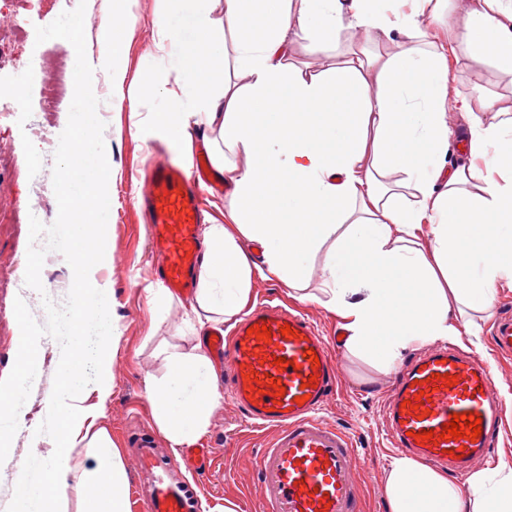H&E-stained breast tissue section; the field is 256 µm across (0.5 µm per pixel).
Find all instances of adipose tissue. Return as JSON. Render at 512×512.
I'll return each mask as SVG.
<instances>
[{
  "instance_id": "1",
  "label": "adipose tissue",
  "mask_w": 512,
  "mask_h": 512,
  "mask_svg": "<svg viewBox=\"0 0 512 512\" xmlns=\"http://www.w3.org/2000/svg\"><path fill=\"white\" fill-rule=\"evenodd\" d=\"M412 4L390 15L384 0H169L154 18L161 99L135 135L159 137L184 157L201 134L232 187L229 225L203 228L197 288L184 308L194 343L163 349L165 373L146 380L153 420L171 449L197 442L224 399L223 371L205 339L248 307L255 279L302 290L309 263L327 248L323 294L343 321L346 349L391 370L416 345L453 339L450 315L488 310L497 286L512 285V122L480 118L512 104L451 100L446 68L454 55L512 73V0ZM443 12L447 40L428 48L419 19ZM105 15L97 59L79 53L74 66L82 75L104 72L119 87L125 73L114 45L131 17L111 8ZM358 29L381 52L353 49L333 66L316 59L308 72L287 62L298 41L317 55L340 32ZM228 30L242 85L224 70ZM92 108L77 89L58 138L69 163L105 155ZM452 111L464 120L469 162L450 169ZM229 152L245 154L247 164L227 162ZM392 170L415 186L417 201L384 182ZM98 185L92 173L60 185L62 201L73 205L70 227L97 247L79 252L69 236L53 233L77 285L63 308H50L47 327L21 322L16 367L0 379V466L13 471L0 512H129L122 453L82 406L87 383L71 363L74 341H91L103 368L120 344L112 291L95 277L108 259L107 216L89 221L74 206ZM246 241L262 244V261L244 251ZM48 332L63 380L34 417L30 396ZM20 429L48 450L16 456ZM385 494L389 512H512V469L475 473L461 487L401 456Z\"/></svg>"
}]
</instances>
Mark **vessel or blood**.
Listing matches in <instances>:
<instances>
[{"mask_svg": "<svg viewBox=\"0 0 512 512\" xmlns=\"http://www.w3.org/2000/svg\"><path fill=\"white\" fill-rule=\"evenodd\" d=\"M139 202L151 245L165 257L153 269V279L175 296L193 293L203 224L198 182L179 165L158 163L141 188ZM257 324L267 326L270 340L249 334V327ZM284 325L291 327V335H282ZM493 340L501 355L512 356V314L495 322ZM210 345L224 361L236 408L252 425L273 430L254 462L263 512H361V472L353 440L320 417L336 389L337 363L308 315L261 302L231 336L214 331ZM310 351L318 364L307 359ZM436 373L456 377V385L433 387ZM311 379L315 388L304 391ZM276 381L285 389L283 396L274 394ZM420 394L429 399L424 414L406 406ZM463 412L479 418L480 437H441L435 444L420 439L423 431L441 436L444 423ZM502 413L488 368L452 349L431 347L397 374L384 422L395 448L461 479L494 450ZM128 441L140 474L131 491L134 512H201V487L187 474L204 462L207 449H186L177 460L160 450L150 432L131 433Z\"/></svg>", "mask_w": 512, "mask_h": 512, "instance_id": "obj_1", "label": "vessel or blood"}]
</instances>
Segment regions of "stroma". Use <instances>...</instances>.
<instances>
[{
	"instance_id": "stroma-1",
	"label": "stroma",
	"mask_w": 512,
	"mask_h": 512,
	"mask_svg": "<svg viewBox=\"0 0 512 512\" xmlns=\"http://www.w3.org/2000/svg\"><path fill=\"white\" fill-rule=\"evenodd\" d=\"M101 0H46L45 4L29 7L21 0H0V11H22L28 26L26 34L11 39L0 50V83L15 88L28 106L37 107L41 87L34 83H14L16 71L41 68L54 72L59 87V101L50 113L47 129L59 134L63 114L69 109L76 54L91 57L99 52L97 33H83L81 42L69 40L65 30L78 15L100 16ZM166 6V0H133L131 13L134 35L117 42L114 51L118 62L126 68V79L138 83L142 90L141 107L131 111L128 101L112 90L103 73H95L86 82L88 96L99 101V110L90 112L89 119L99 128L106 146V158L100 174L107 183L108 236L105 248L110 262L97 272L99 282L108 284L114 298V310L119 349L110 361L112 394L100 426L112 435L122 452L126 467H133V452L125 438L126 432L155 430L146 398L147 376H161L163 362L157 357L159 346L169 344L190 347L193 338L183 324L179 301L156 312L147 287L151 281L150 267L157 258L151 252L147 226L140 212L131 203V183L144 177L156 158L162 143L141 141L133 137L136 122L154 111L159 103L153 78L159 63L153 52L152 22ZM449 86L462 95L483 94L506 101L512 100V75L494 67H483L473 74L467 61H449ZM48 154L42 139L26 133L16 117L0 119V373L13 366L14 347L19 338L21 320L43 322V315L32 309L17 311L16 290L20 270L32 264L38 286L57 305L67 303L75 286L72 268L57 256L50 243L35 244L29 235L33 224L63 225L66 209L57 195H50L46 208L31 207L32 190L38 179L59 185L65 177L61 155H54L47 168L33 172L32 155ZM326 249H319L307 269L303 293L290 291L280 281L258 279L253 283L252 297L272 295L284 304L307 313L325 339H332L341 320L320 302L324 282ZM512 310V287L500 285L489 311L472 313V326L455 319L458 336L455 346L486 361L494 371L502 398L507 405L497 447L488 460L477 463L480 471L492 472L512 467V358L501 357L492 338L491 329L501 313ZM339 379L334 395L329 399L323 418L350 433L360 454L363 482L360 488L364 512H389L385 483L390 464L398 451L392 448L382 427L386 394L395 379L394 372L363 357L340 350L337 354ZM266 435L244 419L231 399H224L212 413L211 425L204 439L212 454L200 470L204 512H259L256 492L257 474L254 459Z\"/></svg>"
}]
</instances>
